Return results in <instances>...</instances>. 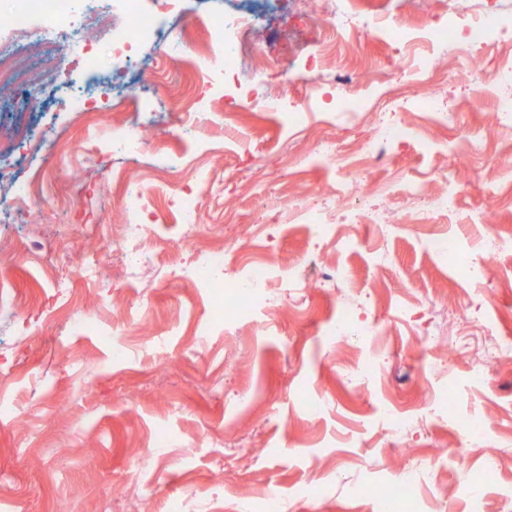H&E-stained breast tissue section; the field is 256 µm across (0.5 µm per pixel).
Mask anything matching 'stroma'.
Segmentation results:
<instances>
[{"instance_id": "35a3bbf8", "label": "stroma", "mask_w": 512, "mask_h": 512, "mask_svg": "<svg viewBox=\"0 0 512 512\" xmlns=\"http://www.w3.org/2000/svg\"><path fill=\"white\" fill-rule=\"evenodd\" d=\"M143 6L184 51L168 56L161 42L142 48L127 63L138 79L115 89L92 118L57 105V88L35 66L38 47L16 54L27 87H0V166L43 188L28 223H0V512H168L174 499L188 512H236L239 501L270 493L281 512H377L357 486L369 473L393 475L409 463L425 466L423 512H469L453 460L473 472L483 465L457 418L476 408L493 421L488 445L499 479L512 483V355L494 363L486 385L470 386L467 372L482 359L485 338L465 324L475 316L512 337V254L487 263L486 288L476 291L461 275L464 255L426 248L409 205L395 211L389 235L351 225L357 243L349 251L318 239L296 213L336 195L334 214L352 215L360 195L336 154H359L372 124L365 110L337 108L312 83L304 51L314 25L285 12L264 16L251 58L270 77L287 72L290 100L313 105L299 132L254 94L203 82L199 67L219 63L221 46L201 16L202 0H181L174 16L155 0ZM426 52L440 75L428 89L443 110L426 116L409 105L394 113L415 134L371 163L363 181L379 199L403 195L413 182L431 198L442 175L455 176L459 208L433 214V224L467 238L468 217L482 211L499 233L512 234V206L493 200L512 192V124L485 119L500 94L488 80L494 52L473 59L477 78L466 84L451 49L430 44ZM393 55L388 39L359 30L325 70L359 77L355 94L371 103L390 84L361 76L389 71ZM141 110L149 113L140 129L146 150L113 149V129ZM199 110L207 124L199 133L172 118ZM50 125L66 142L53 158L34 144ZM88 149L98 160L90 168L82 159ZM288 153L298 166L283 165ZM145 183L153 254L132 280L102 232L126 220L122 189ZM178 183L204 200L193 252L230 239L268 256L286 276L271 288L279 307L225 333L223 289L197 287L171 264L182 235L170 206ZM216 183L224 189L219 207L207 202ZM60 256L99 259L105 276H74L63 296L54 283ZM339 266L349 280L326 286ZM346 311L372 322L374 335H331ZM120 346L127 352L118 357ZM370 359L379 366L362 377ZM448 387L455 403L446 418L406 434L380 424L379 402L419 414ZM315 396L330 401L327 414L305 411Z\"/></svg>"}]
</instances>
